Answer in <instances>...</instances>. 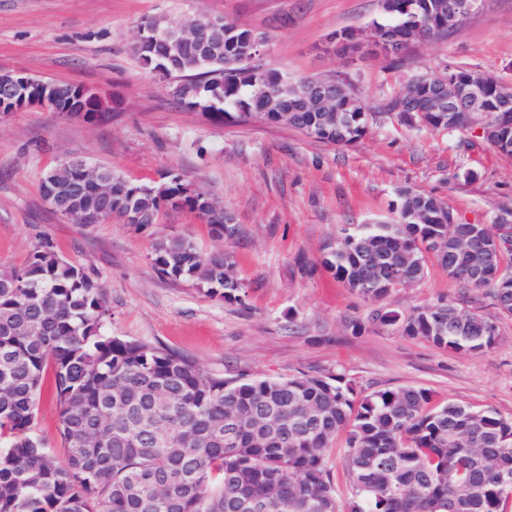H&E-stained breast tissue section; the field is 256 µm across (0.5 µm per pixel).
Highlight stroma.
I'll return each mask as SVG.
<instances>
[{
	"label": "stroma",
	"mask_w": 512,
	"mask_h": 512,
	"mask_svg": "<svg viewBox=\"0 0 512 512\" xmlns=\"http://www.w3.org/2000/svg\"><path fill=\"white\" fill-rule=\"evenodd\" d=\"M158 13L174 23L221 15L267 33L262 65L295 79L349 75L373 110L366 136L335 146L284 124L182 108L170 81L143 70L130 52L141 18ZM377 14L378 0H0V71L80 84L122 101L101 126L40 109L0 121V268L22 265L50 244L102 283L113 335L174 350L212 374H340L362 393L424 387L436 404L512 416V316L500 314L486 291L450 280L432 260L421 279L391 289L377 304L321 265L323 246L341 228L391 220L405 186L435 195L462 224L488 225L512 208V159L486 143L480 127L437 132L386 111L411 76L441 74L451 64L512 84V0H485L448 37L413 44L397 61L332 51L335 32L365 28ZM73 156L137 184L182 173L234 215L237 232L215 237L181 210L164 211L155 224L116 217L72 223L44 203L40 183L47 169ZM462 167L477 169L479 179L454 180ZM163 236L230 254L243 300L228 303L160 274L151 253ZM442 298L494 319V346L457 353L371 320L380 307L406 313ZM355 320L360 330H353ZM58 427L48 377L36 431L62 460Z\"/></svg>",
	"instance_id": "stroma-1"
}]
</instances>
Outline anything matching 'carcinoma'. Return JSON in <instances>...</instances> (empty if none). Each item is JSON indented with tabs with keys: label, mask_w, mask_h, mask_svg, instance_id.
Listing matches in <instances>:
<instances>
[{
	"label": "carcinoma",
	"mask_w": 512,
	"mask_h": 512,
	"mask_svg": "<svg viewBox=\"0 0 512 512\" xmlns=\"http://www.w3.org/2000/svg\"><path fill=\"white\" fill-rule=\"evenodd\" d=\"M379 15L362 33L336 32L337 51L380 50L394 59L410 45L448 36L463 19L449 11L460 0H379ZM163 15L139 22L131 45L151 72L167 67L174 99L220 118L257 116L285 123L327 144L348 146L368 130L371 109L351 83L325 87L315 78L290 81L258 69L249 57L265 33L224 21L204 32L205 47L167 58L150 31ZM459 84L481 83L477 102L440 96L414 75L387 111L433 131L466 130L481 121L482 138L512 158V86L464 67ZM114 100L86 90L75 99L92 123L112 118ZM112 213H139L157 223L166 200L202 214L224 236V208L179 173L153 186L136 185L112 168ZM79 171L64 162L48 169L41 193L71 197ZM77 224L105 218L90 199ZM394 216L381 224L342 230L327 247L324 267L363 299L379 301L420 279L434 257L448 278L490 291L500 313L512 316V240L496 260L500 276L467 273L480 243L460 251L454 212L431 194L397 191ZM151 261L161 274L192 281L227 302L243 285L232 256L201 253L187 237L164 236ZM104 286L48 244L19 267L0 269V512H506L499 472L512 473V418L495 410L432 403L422 387L356 392L343 375L224 378L152 344L114 336ZM372 320L405 336L466 354L490 349L494 320L463 314L440 300L402 315L378 310ZM52 373L65 461L35 432L42 379ZM346 432L350 481L338 500L328 467L336 434Z\"/></svg>",
	"instance_id": "1"
}]
</instances>
